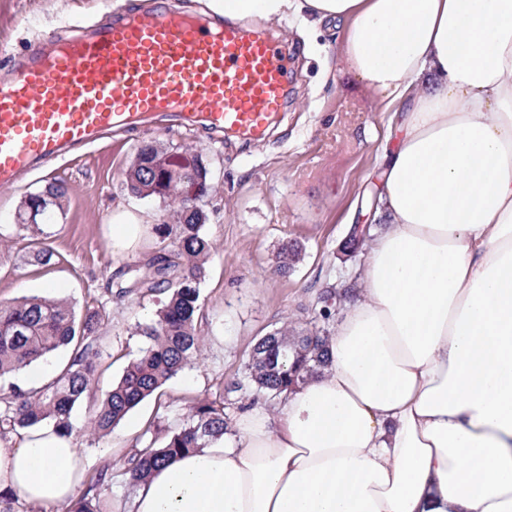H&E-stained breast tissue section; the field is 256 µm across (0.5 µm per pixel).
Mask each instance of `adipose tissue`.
Wrapping results in <instances>:
<instances>
[{
    "instance_id": "obj_1",
    "label": "adipose tissue",
    "mask_w": 512,
    "mask_h": 512,
    "mask_svg": "<svg viewBox=\"0 0 512 512\" xmlns=\"http://www.w3.org/2000/svg\"><path fill=\"white\" fill-rule=\"evenodd\" d=\"M344 25L400 112L356 299L329 365L231 437L153 467L126 512H512V0H210ZM53 424L0 435V512L72 499Z\"/></svg>"
}]
</instances>
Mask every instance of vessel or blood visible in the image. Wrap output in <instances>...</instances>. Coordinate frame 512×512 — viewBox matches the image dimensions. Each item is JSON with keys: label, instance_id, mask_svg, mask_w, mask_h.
I'll return each mask as SVG.
<instances>
[{"label": "vessel or blood", "instance_id": "vessel-or-blood-1", "mask_svg": "<svg viewBox=\"0 0 512 512\" xmlns=\"http://www.w3.org/2000/svg\"><path fill=\"white\" fill-rule=\"evenodd\" d=\"M289 71L287 50L248 23L163 0L73 24L0 74V187L161 115L261 138L284 108Z\"/></svg>", "mask_w": 512, "mask_h": 512}]
</instances>
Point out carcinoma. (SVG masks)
<instances>
[{
    "instance_id": "cac0c4a2",
    "label": "carcinoma",
    "mask_w": 512,
    "mask_h": 512,
    "mask_svg": "<svg viewBox=\"0 0 512 512\" xmlns=\"http://www.w3.org/2000/svg\"><path fill=\"white\" fill-rule=\"evenodd\" d=\"M169 148L141 145L129 166L125 188L139 198L157 197L173 209L174 222L159 224V236L170 240L171 249L156 255L144 273L139 288L165 295L157 318L138 328L143 343L137 356L112 384L94 412L90 430L106 437L135 407L152 396L168 379L178 374L197 353L201 336L197 331L201 283L210 257V242L204 228L208 215L202 202L209 190V169L194 166L195 181L203 186L193 202L182 194V179L165 175ZM44 195L45 211L63 210L68 188L61 182L49 184ZM276 270L282 274L294 266L299 251L286 244L279 249ZM104 309L89 307L77 318L69 306L38 295L22 296L0 304V430L29 428L46 420L66 433L74 432L71 416L90 390L101 359L97 328ZM329 337L298 334L286 327L260 337L253 345L246 368L247 384L236 383L231 392L253 393V399L273 400L280 394L327 366ZM61 349L70 351L62 372L36 389H24L12 378L26 368L47 362ZM229 417L224 402L194 406L186 423L167 434L155 447L148 438L144 448L127 461L126 484L133 485L150 468L192 448L217 440L228 431ZM111 476L101 469L91 477L84 494L69 512H109L103 494Z\"/></svg>"
}]
</instances>
